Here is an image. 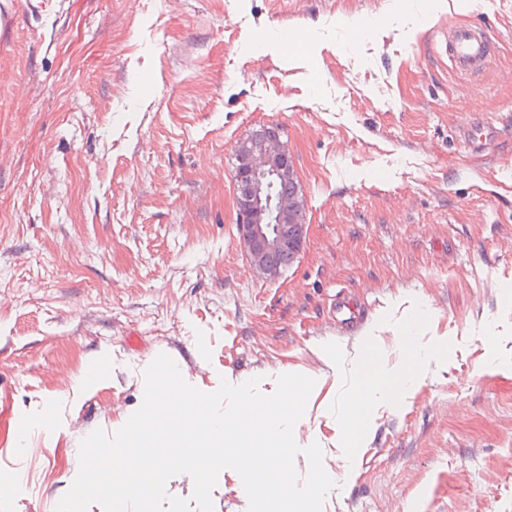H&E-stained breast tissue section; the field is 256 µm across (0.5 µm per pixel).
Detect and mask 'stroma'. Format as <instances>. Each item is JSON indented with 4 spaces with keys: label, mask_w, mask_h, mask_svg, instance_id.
Returning <instances> with one entry per match:
<instances>
[{
    "label": "stroma",
    "mask_w": 512,
    "mask_h": 512,
    "mask_svg": "<svg viewBox=\"0 0 512 512\" xmlns=\"http://www.w3.org/2000/svg\"><path fill=\"white\" fill-rule=\"evenodd\" d=\"M452 23L491 34L485 72L453 70ZM266 125L309 224L275 281L232 181ZM161 354L207 393L324 377L294 433L334 477L322 512H512V0H0V439L25 425L0 512H55ZM361 363L379 401L347 454ZM212 502L247 512L235 471Z\"/></svg>",
    "instance_id": "stroma-1"
}]
</instances>
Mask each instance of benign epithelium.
<instances>
[{
  "label": "benign epithelium",
  "instance_id": "obj_1",
  "mask_svg": "<svg viewBox=\"0 0 512 512\" xmlns=\"http://www.w3.org/2000/svg\"><path fill=\"white\" fill-rule=\"evenodd\" d=\"M233 171L237 229L254 272L273 281L282 268L269 256L289 248L300 254L307 233L305 207L294 198L276 196L274 181H298L293 154L281 131L267 126L235 145Z\"/></svg>",
  "mask_w": 512,
  "mask_h": 512
}]
</instances>
